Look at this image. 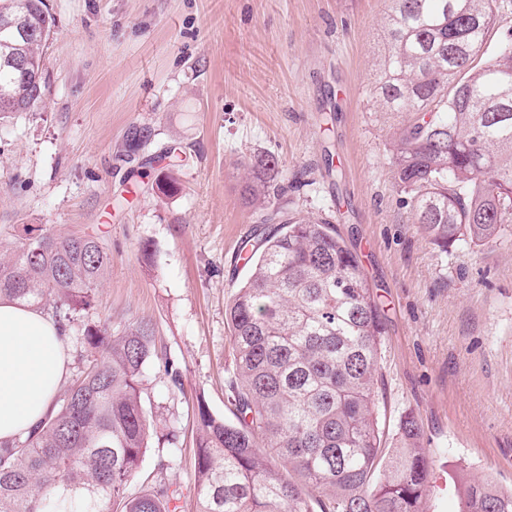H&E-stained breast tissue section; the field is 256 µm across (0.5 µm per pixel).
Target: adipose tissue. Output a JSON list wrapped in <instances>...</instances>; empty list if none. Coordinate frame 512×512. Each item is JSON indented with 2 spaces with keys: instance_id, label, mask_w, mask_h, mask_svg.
<instances>
[{
  "instance_id": "obj_1",
  "label": "adipose tissue",
  "mask_w": 512,
  "mask_h": 512,
  "mask_svg": "<svg viewBox=\"0 0 512 512\" xmlns=\"http://www.w3.org/2000/svg\"><path fill=\"white\" fill-rule=\"evenodd\" d=\"M67 374L54 319L0 297V440L28 432L49 415Z\"/></svg>"
}]
</instances>
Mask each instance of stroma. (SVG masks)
<instances>
[{
  "label": "stroma",
  "mask_w": 512,
  "mask_h": 512,
  "mask_svg": "<svg viewBox=\"0 0 512 512\" xmlns=\"http://www.w3.org/2000/svg\"><path fill=\"white\" fill-rule=\"evenodd\" d=\"M49 92L0 124V251L30 230L96 234L112 267L88 313L149 322L143 374L155 434L129 490L177 488L196 512V408L230 416L225 309L262 230L240 197L245 162L272 156L293 214L329 220L359 254L388 323L376 405L387 445L413 413L432 457L427 512H459L470 479L512 487V224L494 243L441 250L414 224L392 168L401 113L371 92L391 0H48ZM178 148L179 192L120 161Z\"/></svg>",
  "instance_id": "1"
}]
</instances>
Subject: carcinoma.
Returning <instances> with one entry per match:
<instances>
[{
	"label": "carcinoma",
	"instance_id": "carcinoma-1",
	"mask_svg": "<svg viewBox=\"0 0 512 512\" xmlns=\"http://www.w3.org/2000/svg\"><path fill=\"white\" fill-rule=\"evenodd\" d=\"M498 0H392L372 83L385 112L408 115L393 175L414 223L446 248L495 242L512 224V34L488 50ZM0 120L48 91L45 0H0ZM274 158L248 162L241 197L273 224L245 259L227 305L233 419L197 405L198 512H424L430 458L417 418L382 447L375 393L387 325L360 257L327 222L275 205ZM111 254L86 232L38 234L0 254V296L53 302L62 337L94 306ZM88 366L36 429L0 442V512H170L177 490L132 494L152 429L141 396L157 358L149 324L114 334L87 323ZM460 512H512V488L466 487Z\"/></svg>",
	"mask_w": 512,
	"mask_h": 512
}]
</instances>
